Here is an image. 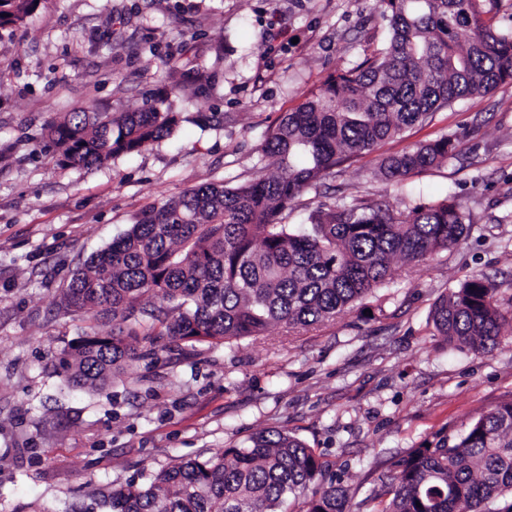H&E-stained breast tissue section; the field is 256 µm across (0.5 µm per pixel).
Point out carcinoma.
<instances>
[{
    "label": "carcinoma",
    "mask_w": 512,
    "mask_h": 512,
    "mask_svg": "<svg viewBox=\"0 0 512 512\" xmlns=\"http://www.w3.org/2000/svg\"><path fill=\"white\" fill-rule=\"evenodd\" d=\"M485 0H381L386 46L328 77L269 132L264 151L278 172L228 186L190 188L151 207L73 273L65 305L112 330L89 326L57 358L75 389L100 390L141 358L131 336L229 341L279 325L307 329L353 309L392 276V262L421 263L457 246L465 230L448 200L394 212L354 199L286 223L288 206L345 161L374 151L435 110L512 81V31L485 24ZM35 0H0V27L21 24ZM175 115L66 113L49 136L69 165L102 163L146 149L171 132ZM450 135L382 158L392 180L455 155ZM160 295L166 307H147ZM512 321L498 285L477 274L435 303L448 345L485 355ZM361 512L313 449L283 430H263L243 447L181 461L145 485L112 491V512ZM371 501L372 512H512V401L480 414L451 441L412 448Z\"/></svg>",
    "instance_id": "obj_1"
}]
</instances>
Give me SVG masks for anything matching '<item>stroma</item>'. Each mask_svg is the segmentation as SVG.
Listing matches in <instances>:
<instances>
[{"mask_svg":"<svg viewBox=\"0 0 512 512\" xmlns=\"http://www.w3.org/2000/svg\"><path fill=\"white\" fill-rule=\"evenodd\" d=\"M389 33L378 0H39L0 31V512H107L113 489L262 430L302 439L360 502L408 449L512 400V324L497 350L476 355L450 348L431 320L437 299L478 273L512 304V82L381 148L450 135L448 163L383 181L378 154L365 155L288 209V223L304 224L355 198L396 211L451 198L468 223L452 250L396 261L353 311L306 331L142 339L154 355L98 392L69 390L54 369L92 321L60 305L72 274L146 208L272 173L269 129ZM177 50L189 73L166 76ZM148 102L177 123L146 150L57 162L47 126L62 113Z\"/></svg>","mask_w":512,"mask_h":512,"instance_id":"1","label":"stroma"}]
</instances>
